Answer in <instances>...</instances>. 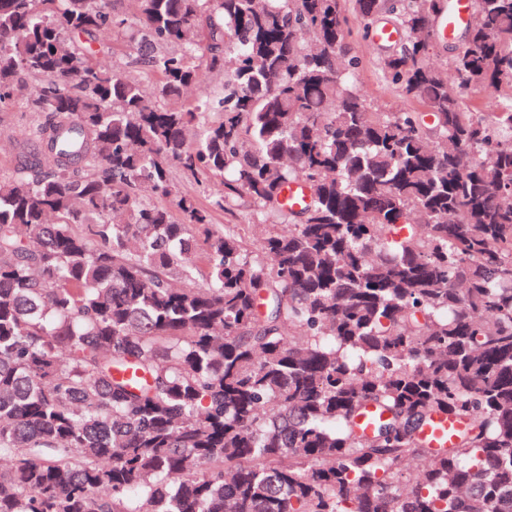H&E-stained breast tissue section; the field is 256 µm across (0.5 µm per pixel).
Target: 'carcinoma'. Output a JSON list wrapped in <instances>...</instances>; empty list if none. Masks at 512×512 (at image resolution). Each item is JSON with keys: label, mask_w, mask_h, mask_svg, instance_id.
I'll use <instances>...</instances> for the list:
<instances>
[{"label": "carcinoma", "mask_w": 512, "mask_h": 512, "mask_svg": "<svg viewBox=\"0 0 512 512\" xmlns=\"http://www.w3.org/2000/svg\"><path fill=\"white\" fill-rule=\"evenodd\" d=\"M448 4L353 0L425 108L387 112L340 0H0V110L35 114L0 175V512H512V0L447 70ZM172 175L179 183L180 189L184 193L194 196L201 204L207 203L209 195L214 192V188H216L218 184L212 182L206 184L197 183L193 179L184 177L181 171L176 167L172 169ZM434 423L435 426L431 427L427 432L431 448H438L439 442L444 440V438H447L449 443L454 438L456 431L462 426L453 417L449 416L448 419L440 417Z\"/></svg>", "instance_id": "obj_1"}]
</instances>
